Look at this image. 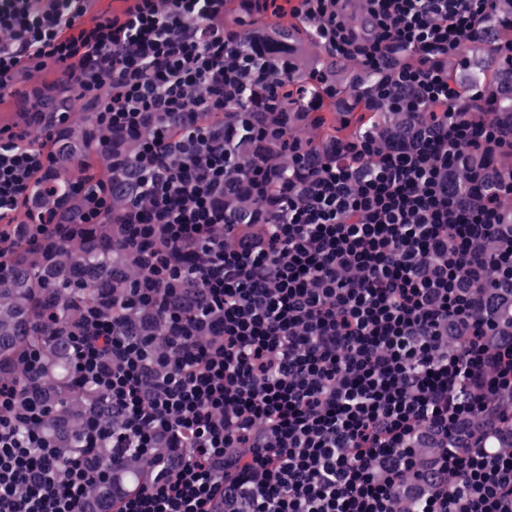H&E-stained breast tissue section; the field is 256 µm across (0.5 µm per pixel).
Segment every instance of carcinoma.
Returning a JSON list of instances; mask_svg holds the SVG:
<instances>
[{
  "label": "carcinoma",
  "instance_id": "cac0c4a2",
  "mask_svg": "<svg viewBox=\"0 0 512 512\" xmlns=\"http://www.w3.org/2000/svg\"><path fill=\"white\" fill-rule=\"evenodd\" d=\"M512 27V0H498L495 25L487 39L473 44L470 65L479 71L478 79L489 87L512 80V62H497L487 67L488 47L498 35V28ZM276 38L284 41L305 42L313 35L296 25L276 26ZM323 67L328 76L316 90H331L336 94L347 89L357 95L363 92L358 85L346 86L343 77L351 71L345 60L331 64L325 60L311 63ZM57 91L47 88L33 95L39 109L38 121L49 127L52 137L45 145L52 160L43 175V181L54 184L58 193L44 199V205L55 218L50 232L36 245L17 239L6 250L0 251V379L17 384L28 401L49 408L42 429L53 434L58 442L62 462H67L84 427L85 419L96 414L102 422L112 424V409L104 400L93 397L74 383L70 326L80 318L84 309L98 306L108 312L123 314L130 332L136 336H154L163 346L164 318L149 307L122 308L139 277V268L131 254L115 246L121 237L120 225L112 223L132 197L129 176L118 179L112 170V152L101 148L105 136L91 113L61 122L47 111V98ZM278 124L299 127L314 132L312 142L322 145L336 137L339 129L332 123L302 124L285 113L275 114ZM379 131L386 137L398 132L401 114L386 109L375 114ZM224 123V146L236 151L240 142L246 146L241 157V172L233 175L224 192V206L235 212H253L256 209L250 193L247 165L261 159L271 164L288 165V154H270L267 141L258 137L243 112L235 121ZM81 172V181L89 186H113L111 213L100 224H87L83 215L87 201L71 189L67 174L72 167ZM40 355L41 371H29L26 360L31 353ZM111 452L101 448L94 457L97 467L105 472L102 479L87 491L84 512H106L112 498L120 493H131L149 480L155 461L129 456L126 466L111 470Z\"/></svg>",
  "mask_w": 512,
  "mask_h": 512
}]
</instances>
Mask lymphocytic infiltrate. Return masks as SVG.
I'll list each match as a JSON object with an SVG mask.
<instances>
[{"label":"lymphocytic infiltrate","mask_w":512,"mask_h":512,"mask_svg":"<svg viewBox=\"0 0 512 512\" xmlns=\"http://www.w3.org/2000/svg\"><path fill=\"white\" fill-rule=\"evenodd\" d=\"M0 0V105L22 72L60 74L111 149L146 131L137 197L118 216L141 275L129 305L165 317L163 346L88 308L70 332L74 372L103 392L112 423L89 420L60 462L42 407L0 382V512H81L102 474L92 452L171 454L108 512H512V123L472 120L442 66L489 28L497 0H248L249 12L310 24L325 56L359 60L357 134L314 147L272 129L324 120L320 96L273 70L224 23L227 0ZM406 55L415 56L403 64ZM266 87L268 109H250ZM406 127L384 141L381 107ZM250 112L288 152V175L250 173L263 219L224 211L237 168L211 120ZM47 159L28 131L0 126V227L28 217L38 240ZM466 168L471 200L455 181ZM192 254L193 266L179 262ZM456 344H449V337Z\"/></svg>","instance_id":"obj_1"}]
</instances>
